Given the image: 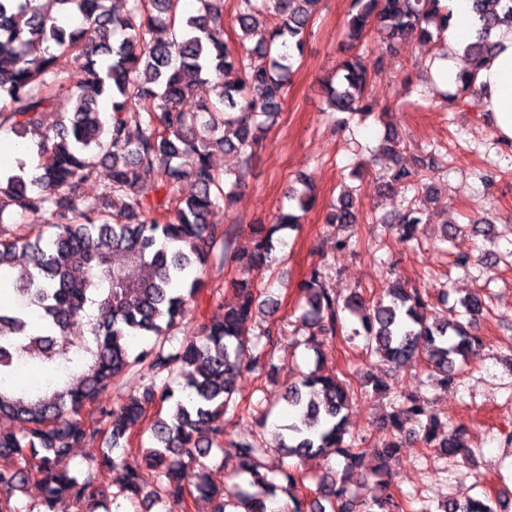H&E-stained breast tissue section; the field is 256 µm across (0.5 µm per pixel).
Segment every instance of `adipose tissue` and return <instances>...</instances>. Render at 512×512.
I'll list each match as a JSON object with an SVG mask.
<instances>
[{"label":"adipose tissue","instance_id":"ef3b65f1","mask_svg":"<svg viewBox=\"0 0 512 512\" xmlns=\"http://www.w3.org/2000/svg\"><path fill=\"white\" fill-rule=\"evenodd\" d=\"M442 3L452 15L448 49L436 60L432 76L436 84L452 90L464 70L461 62L464 49L476 36L480 22L471 10L470 0H442ZM491 39L497 48L478 72L475 88L487 94L490 100L488 118L498 136L508 141L512 139V28L504 25L493 30Z\"/></svg>","mask_w":512,"mask_h":512}]
</instances>
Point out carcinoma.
<instances>
[{
    "mask_svg": "<svg viewBox=\"0 0 512 512\" xmlns=\"http://www.w3.org/2000/svg\"><path fill=\"white\" fill-rule=\"evenodd\" d=\"M181 0H131L123 14L107 0H52L54 13L38 0H0V132L24 137L42 126L46 112L59 122L38 142L44 158L39 173L24 167L0 177V292L13 297L0 306V512H56L66 498L78 512L107 509L100 502L106 476L123 463L136 427L155 410L149 427L152 443L142 448L146 466L155 473L149 487L128 470L112 500L135 504L132 512H156L169 501L205 500L211 512H268L267 501L281 491L292 506L287 512H410L390 492L389 461L414 443L439 458L469 451L462 428L436 433L438 417L418 398L402 402L387 418L389 438L377 451V464L350 437L348 411L355 395L351 383L316 370L286 390L287 421L278 426V448L286 458L313 455L344 460L340 475L328 473L306 502L293 494L302 476L285 468L266 472L262 459L270 448L242 435L224 447V427L238 416L234 377L247 368L258 376L279 371L274 345L279 333L246 327L256 309L250 274L269 267L274 235L300 223L314 198L308 185L288 195V211L273 224H251L249 252L231 249L218 210L231 202L237 182L231 172L219 175L211 157L219 149L244 161L252 158L266 123L281 112L294 72L295 55L303 53L312 13L321 0H237L239 42L252 33L263 14L273 24L254 47L224 40L223 0H198L196 13L185 15ZM482 32L466 47L470 69L458 76L457 94L473 97L476 73L493 53L488 33L512 24V0H473ZM450 12L441 0H351L345 39L354 46L375 32L389 44L415 38L429 42L448 31ZM237 73L230 81L227 76ZM370 64L358 52L336 63L324 89L333 112L366 115L379 109L369 99ZM195 100L187 111L183 102ZM110 112L98 110V100ZM138 126L134 138L130 122ZM393 165L381 176L385 186L405 184L417 191L398 214V240L419 242L423 219L419 194L435 186L439 167L433 153H420L407 166L400 153L408 143L396 132L387 137ZM109 170L108 183L96 199L81 186L97 178L99 164ZM157 179L160 196L139 198L138 187ZM190 182L195 193L184 196L178 185ZM358 198L343 190L326 214L329 224L359 223ZM30 226L20 235L5 218ZM231 255L242 278L233 282L236 301L224 307L221 320L203 326L201 336L175 353L165 350L172 330L205 282L202 273L216 249ZM27 269L12 277L18 255ZM305 300L298 317L309 334L298 344L341 330L340 313L357 315L365 351L378 361L400 365L422 358L428 376L443 386L453 383L470 350L472 333L485 309L478 291L459 298L467 322L437 317L429 292L394 279L371 301L355 288L340 303L326 287L319 268L301 284ZM146 340L139 351L129 341ZM263 349L248 366L245 350ZM49 374V381L19 386L4 381L21 364ZM149 383L141 397L98 409L99 425L83 411L102 391L137 368ZM177 380L180 397L171 382ZM414 419L419 432L405 429ZM99 436L107 445L102 459L82 476L71 473V450ZM218 451L230 456L237 473L248 478L251 493L231 492L211 482L204 459ZM281 475L286 485L276 483ZM373 478L368 503L352 495L357 480ZM41 485V500L20 507L15 492L31 479ZM440 512H497L490 499H449Z\"/></svg>",
    "mask_w": 512,
    "mask_h": 512,
    "instance_id": "1",
    "label": "carcinoma"
}]
</instances>
